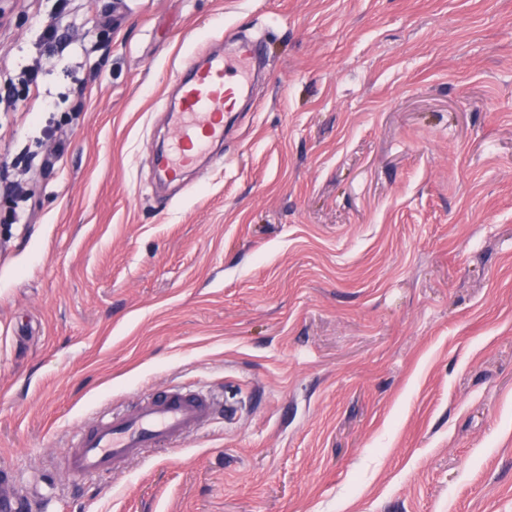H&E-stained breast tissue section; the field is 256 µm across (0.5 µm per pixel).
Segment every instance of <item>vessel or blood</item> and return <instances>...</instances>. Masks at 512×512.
<instances>
[{
	"label": "vessel or blood",
	"mask_w": 512,
	"mask_h": 512,
	"mask_svg": "<svg viewBox=\"0 0 512 512\" xmlns=\"http://www.w3.org/2000/svg\"><path fill=\"white\" fill-rule=\"evenodd\" d=\"M260 55L258 41H236L183 78L173 115L175 139L160 160L165 178L178 179L202 152L223 141L224 114L242 94ZM212 410L213 401L205 394L176 387L145 391L131 405L82 430L66 453V468L78 477L109 474L150 449L181 445L208 424ZM22 501L10 469L1 468L0 512H19Z\"/></svg>",
	"instance_id": "b4317fda"
}]
</instances>
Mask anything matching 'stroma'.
<instances>
[{
  "label": "stroma",
  "instance_id": "35a3bbf8",
  "mask_svg": "<svg viewBox=\"0 0 512 512\" xmlns=\"http://www.w3.org/2000/svg\"><path fill=\"white\" fill-rule=\"evenodd\" d=\"M61 15L67 47L40 53ZM262 76L163 186L170 104ZM0 466L25 512H512V0H0ZM209 425L104 476L149 388ZM261 53L256 40L235 41L224 55L209 56L183 78L173 115L175 139L160 159L165 178L178 179L202 152L224 140V109L232 110ZM213 400L176 387L146 390L129 406L112 410L82 430L65 456L73 476H101L144 458L151 448L177 447L209 422Z\"/></svg>",
  "mask_w": 512,
  "mask_h": 512
}]
</instances>
